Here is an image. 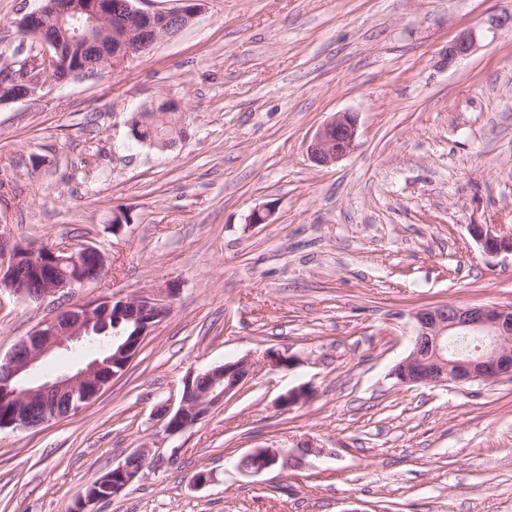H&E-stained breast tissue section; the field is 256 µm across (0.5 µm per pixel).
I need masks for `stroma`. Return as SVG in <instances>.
Instances as JSON below:
<instances>
[{
	"instance_id": "stroma-1",
	"label": "stroma",
	"mask_w": 512,
	"mask_h": 512,
	"mask_svg": "<svg viewBox=\"0 0 512 512\" xmlns=\"http://www.w3.org/2000/svg\"><path fill=\"white\" fill-rule=\"evenodd\" d=\"M504 11L512 0H200L122 69L0 105V266L67 239L108 259L74 302L176 288L86 408L0 428V512H71L144 446L143 475L94 512H512V379L392 375L417 309L512 306V256L468 231L512 234V30L436 65ZM169 97L185 136L135 141L132 114ZM343 111L357 147L316 165L308 146ZM258 209L268 223L250 224ZM61 305L0 288V358ZM271 349L287 363H264ZM243 356L259 366L237 394L165 432L188 374ZM299 386L308 399L282 409ZM309 440L321 454L299 455ZM258 448L278 464L240 472ZM479 33L476 29L461 31L440 53L438 65L450 67L459 60L470 56L477 48ZM471 237L480 246L487 256H498L502 253L512 255V235L499 236L495 232V225L472 224L468 227Z\"/></svg>"
}]
</instances>
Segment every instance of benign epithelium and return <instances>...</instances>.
<instances>
[{
  "instance_id": "obj_1",
  "label": "benign epithelium",
  "mask_w": 512,
  "mask_h": 512,
  "mask_svg": "<svg viewBox=\"0 0 512 512\" xmlns=\"http://www.w3.org/2000/svg\"><path fill=\"white\" fill-rule=\"evenodd\" d=\"M174 11H145L128 4L121 12L107 0H45L25 14L21 28L43 32L40 44L26 47L13 60L0 66L1 103L27 100L48 88L72 79H84L112 68L117 70L145 52L159 38L176 33L197 14L200 0H182ZM67 30L69 41L94 49L93 61L75 66L59 79L53 71L69 65V54L55 31ZM479 33L461 31L440 53L438 65L450 67L470 56L477 48ZM357 119L351 112H338L315 133L310 145L311 159L329 166L357 147ZM471 237L487 256L512 255V235L499 236L493 224H471ZM103 269L106 256L91 244L61 243L41 251L35 245L18 247L0 285L17 297L42 302L68 295L78 285L94 280L83 272L89 263ZM174 294L168 283L129 300L111 299L97 304L72 303L42 321L32 332L17 340L0 366V403L13 409L11 425L30 429L69 416L92 402L116 376L115 369L130 363L151 328L171 311L168 299ZM410 354L393 369V376L405 385L446 386L472 382H495L512 378V307L499 305L456 306L440 304L413 313ZM135 322L136 331L126 335L123 322ZM477 336L481 344L467 353L451 348L459 337ZM93 349L85 366L38 382L31 376L41 361L59 349ZM249 357L229 360L183 380L178 407L164 410L165 431L180 432L205 418L213 408L237 393L256 372ZM279 453L261 448L245 457L243 466L255 472L276 465ZM140 471L122 462L87 489L76 501L73 512H85L131 484Z\"/></svg>"
}]
</instances>
